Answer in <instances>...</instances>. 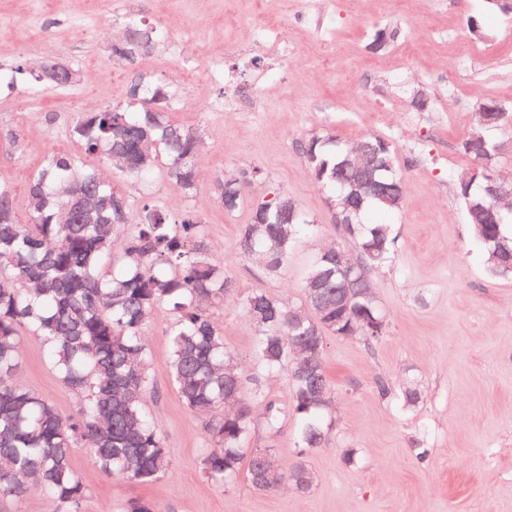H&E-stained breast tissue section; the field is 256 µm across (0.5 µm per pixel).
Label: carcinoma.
<instances>
[{"label": "carcinoma", "mask_w": 512, "mask_h": 512, "mask_svg": "<svg viewBox=\"0 0 512 512\" xmlns=\"http://www.w3.org/2000/svg\"><path fill=\"white\" fill-rule=\"evenodd\" d=\"M158 43L154 28L130 22L112 49L128 62L151 52ZM170 87L140 75L127 90V102L99 112L77 115L70 136L82 152L97 155L127 179L144 183L158 167L188 195L196 188L201 133L169 118ZM489 122L478 126L459 145L473 168L456 185L467 224L484 248L486 272L512 278V266L495 245L512 248V211L496 222L478 224L472 204L488 210L493 197L483 187L512 183L503 175L501 155L507 144L488 136L492 130L512 134V109L494 101ZM375 164L389 159L391 171L380 175L403 184V173L388 140H361ZM315 180L340 195L336 164L345 152L335 136H311L296 143ZM260 171L241 172L242 187L232 213L244 202ZM122 196L97 170L71 154H53L33 174L27 215H16L12 186L0 180V502H19L35 483L47 494L53 512H79L87 489L74 470L75 449L89 450L97 468L123 480L148 483L171 462L164 438L146 411L153 391L143 336L157 310L171 319L166 328L169 372L176 393L191 410L207 411L213 446L201 459L203 475L229 485L245 472L249 485L272 491L279 479L304 491L310 473L301 463L278 469L273 448L247 453L243 440L255 407L265 408L271 432L291 416L302 452L322 447L334 427L335 389L324 364L326 336L336 334V319L373 345L385 336L371 327L367 311L381 317L372 273L394 259V238L387 224H366L370 208L391 210L368 197L355 209L335 206L342 242L361 266L360 279L349 281L329 259L317 253L305 278L300 305L285 304L262 288L241 295L252 321L253 366L249 373L230 370L224 331L210 308L224 303L237 286L224 267L210 258L204 225L192 215L180 221L143 201L138 221L122 241L117 228L130 223L132 202L124 210L112 205ZM298 202L284 192L258 205L244 225L239 246L256 255L266 275H281L297 239L315 230ZM37 337L58 379L82 396L77 414L65 416L54 405L17 383L20 336ZM288 373L289 398L269 395L266 380Z\"/></svg>", "instance_id": "carcinoma-1"}]
</instances>
